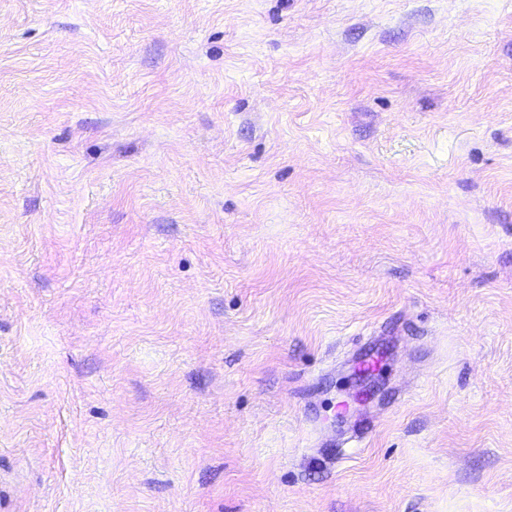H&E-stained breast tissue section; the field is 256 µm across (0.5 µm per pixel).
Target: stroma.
<instances>
[{"label":"stroma","instance_id":"obj_1","mask_svg":"<svg viewBox=\"0 0 512 512\" xmlns=\"http://www.w3.org/2000/svg\"><path fill=\"white\" fill-rule=\"evenodd\" d=\"M0 512H512V0H0Z\"/></svg>","mask_w":512,"mask_h":512}]
</instances>
